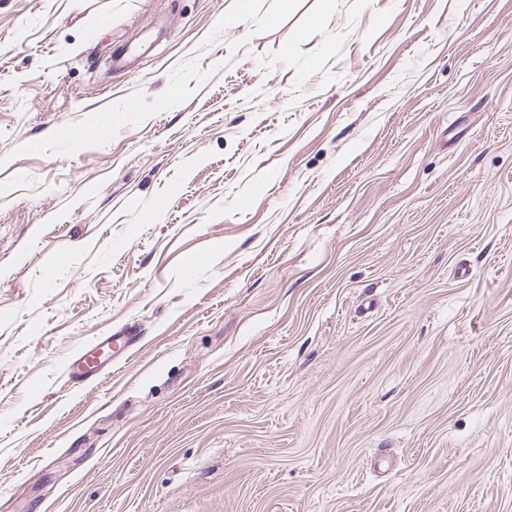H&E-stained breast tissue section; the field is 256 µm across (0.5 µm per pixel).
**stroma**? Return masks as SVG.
Instances as JSON below:
<instances>
[{
  "instance_id": "obj_1",
  "label": "stroma",
  "mask_w": 512,
  "mask_h": 512,
  "mask_svg": "<svg viewBox=\"0 0 512 512\" xmlns=\"http://www.w3.org/2000/svg\"><path fill=\"white\" fill-rule=\"evenodd\" d=\"M238 2L0 0V512H512V0ZM138 340L137 333L128 330L95 336L81 343L67 365L69 378L82 386L101 381L112 371V362Z\"/></svg>"
}]
</instances>
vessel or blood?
<instances>
[{
    "label": "vessel or blood",
    "instance_id": "vessel-or-blood-1",
    "mask_svg": "<svg viewBox=\"0 0 512 512\" xmlns=\"http://www.w3.org/2000/svg\"><path fill=\"white\" fill-rule=\"evenodd\" d=\"M138 341L135 331L105 334L81 343L70 359L67 370L78 385L101 381L112 370V363Z\"/></svg>",
    "mask_w": 512,
    "mask_h": 512
}]
</instances>
